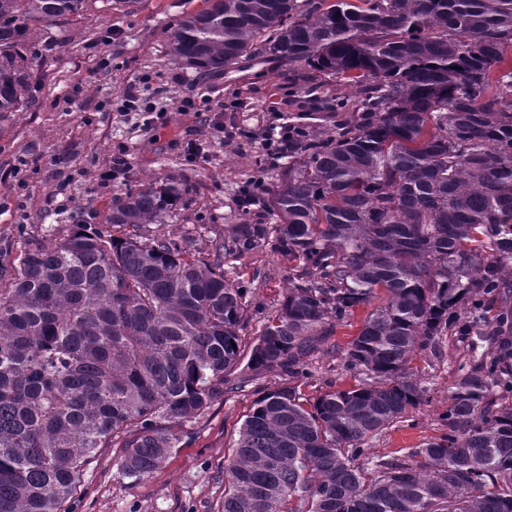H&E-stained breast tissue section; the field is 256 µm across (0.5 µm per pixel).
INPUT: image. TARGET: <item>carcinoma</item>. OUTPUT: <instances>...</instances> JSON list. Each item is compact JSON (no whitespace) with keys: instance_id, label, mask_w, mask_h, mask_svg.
Here are the masks:
<instances>
[{"instance_id":"1","label":"carcinoma","mask_w":512,"mask_h":512,"mask_svg":"<svg viewBox=\"0 0 512 512\" xmlns=\"http://www.w3.org/2000/svg\"><path fill=\"white\" fill-rule=\"evenodd\" d=\"M85 7L0 0V113L26 103L30 24ZM165 34L200 74L262 45L360 95L361 118L289 145L275 224L245 209L205 258L140 233L184 192L167 178L113 199L112 233L79 224L0 263V512H62L117 438L128 476L153 473L184 423L274 372L224 463L221 512H512V0H212ZM267 246L288 288L244 363L250 289L224 258ZM375 301L341 351L362 379L310 402V356ZM498 303L444 432L405 459L369 456L366 438L426 399L417 354L451 330L484 335Z\"/></svg>"}]
</instances>
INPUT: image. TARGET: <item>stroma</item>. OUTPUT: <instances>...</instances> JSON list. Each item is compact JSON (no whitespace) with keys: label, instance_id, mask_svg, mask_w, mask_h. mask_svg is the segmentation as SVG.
Wrapping results in <instances>:
<instances>
[{"label":"stroma","instance_id":"1","mask_svg":"<svg viewBox=\"0 0 512 512\" xmlns=\"http://www.w3.org/2000/svg\"><path fill=\"white\" fill-rule=\"evenodd\" d=\"M210 0H87L84 16L47 26L34 23L29 38L38 52L32 101L0 116V261L26 245L69 234L74 224L106 228L113 196L173 177L188 192L153 233L194 238L206 248L237 223L243 187L265 193L283 159L267 150L273 127L336 129L354 116V99L314 70L300 73L261 51L221 74L200 75L175 64L164 29ZM148 73L164 92L150 116L125 117L121 97L132 79ZM206 94L200 113L181 111L183 99ZM207 155L190 159V142ZM125 154L129 168L110 182L101 172ZM228 279L251 290L245 340L258 336L287 285L288 263L263 248L227 259ZM365 307L339 325L309 365L303 391L315 399L356 385L338 350L355 338ZM470 337L448 332L437 348L416 356L413 367L429 398L404 422L367 438L373 457L400 458L441 435L439 417L462 366L472 360ZM277 374L225 393L207 416L185 423L182 443L153 474L134 478L121 469L122 448L105 449L86 465L68 512H218L224 499V458L231 455L254 401L276 387Z\"/></svg>","mask_w":512,"mask_h":512}]
</instances>
